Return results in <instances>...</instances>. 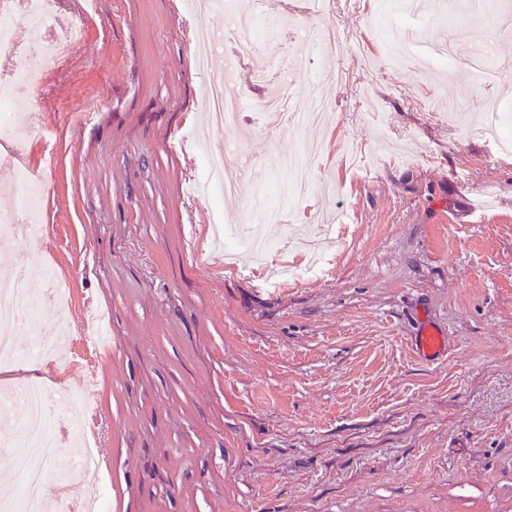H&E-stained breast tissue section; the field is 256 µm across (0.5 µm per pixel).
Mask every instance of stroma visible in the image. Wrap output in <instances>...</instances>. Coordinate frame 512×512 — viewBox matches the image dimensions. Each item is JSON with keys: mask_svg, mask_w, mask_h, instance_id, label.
<instances>
[{"mask_svg": "<svg viewBox=\"0 0 512 512\" xmlns=\"http://www.w3.org/2000/svg\"><path fill=\"white\" fill-rule=\"evenodd\" d=\"M330 0L327 48L240 60L253 74L288 63L296 90L327 114L320 124L267 129L246 111L225 145L250 158L325 148L306 198L264 184L278 221L258 219L249 194L223 210L190 186L202 154L174 149L203 132L210 74L193 61L202 18L193 0H58L43 29L42 76L0 119L31 121L21 146L48 189L28 243L0 236V255L28 250L37 292L69 296L65 322L47 311L42 334H64L75 362L11 368L90 397L82 414L103 459L104 512H512V156L484 134L496 101L512 111V70L479 83L441 69L442 50L475 47L486 15L512 0ZM84 42L52 47L77 16ZM466 174L457 184L453 172ZM283 243L289 226L321 235L328 269L291 288L255 279L251 258L228 265L208 237L216 218ZM446 337L434 361L412 339L423 324ZM44 490L77 495L68 453L44 449Z\"/></svg>", "mask_w": 512, "mask_h": 512, "instance_id": "35a3bbf8", "label": "stroma"}]
</instances>
